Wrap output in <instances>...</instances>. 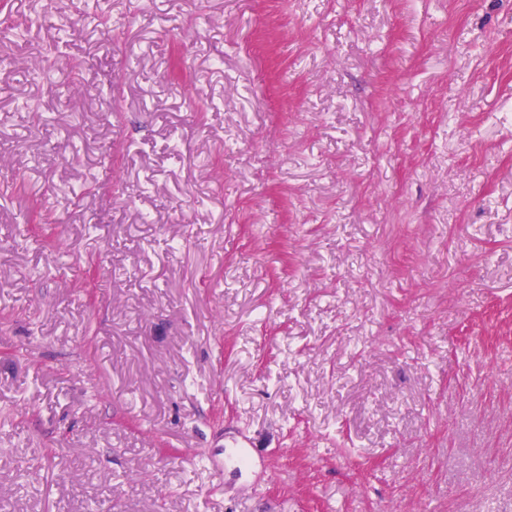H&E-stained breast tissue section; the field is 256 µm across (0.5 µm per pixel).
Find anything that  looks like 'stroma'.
Returning <instances> with one entry per match:
<instances>
[{
    "mask_svg": "<svg viewBox=\"0 0 512 512\" xmlns=\"http://www.w3.org/2000/svg\"><path fill=\"white\" fill-rule=\"evenodd\" d=\"M393 504L512 512V0H0V512Z\"/></svg>",
    "mask_w": 512,
    "mask_h": 512,
    "instance_id": "obj_1",
    "label": "stroma"
}]
</instances>
